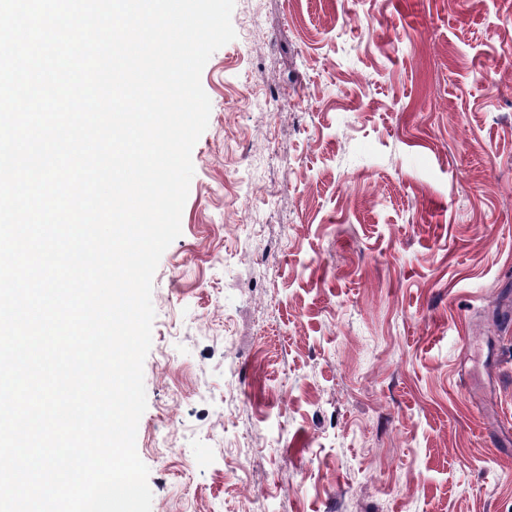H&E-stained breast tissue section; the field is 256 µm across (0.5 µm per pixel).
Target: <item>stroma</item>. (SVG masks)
Here are the masks:
<instances>
[{"label": "stroma", "instance_id": "stroma-1", "mask_svg": "<svg viewBox=\"0 0 512 512\" xmlns=\"http://www.w3.org/2000/svg\"><path fill=\"white\" fill-rule=\"evenodd\" d=\"M231 21L153 278L155 512H244L245 479L269 512H512V0Z\"/></svg>", "mask_w": 512, "mask_h": 512}]
</instances>
